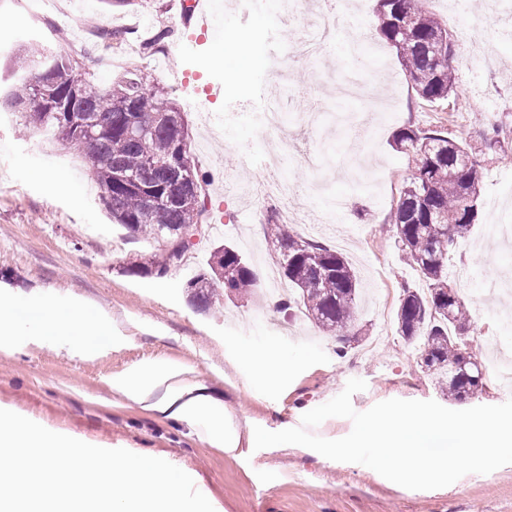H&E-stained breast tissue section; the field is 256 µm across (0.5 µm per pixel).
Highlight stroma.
Here are the masks:
<instances>
[{
	"instance_id": "1",
	"label": "stroma",
	"mask_w": 512,
	"mask_h": 512,
	"mask_svg": "<svg viewBox=\"0 0 512 512\" xmlns=\"http://www.w3.org/2000/svg\"><path fill=\"white\" fill-rule=\"evenodd\" d=\"M359 2L328 53L294 65L287 105L293 132L284 168L288 181L306 187L315 178L295 157L302 141L336 167L357 154L370 157L361 184L336 178L333 192L347 194L349 203L331 223H323L315 206L306 225L288 227L342 253L355 271L362 339L340 356L335 337L312 323L296 324L293 311L272 312L258 298L230 300L219 290L203 314L188 305L184 293L217 244H234L256 269L274 260L265 224L279 206L241 200L242 186L259 181L263 172L241 150L249 137L237 115L247 111L265 72L277 65L279 43L299 37L308 16L280 25V0H262L246 17L224 7L214 20L217 37L191 50L185 35L173 29L180 11L176 0H137L125 9L83 0L67 26L50 8L29 23L22 0H0V72L21 44L51 38L79 53L87 78L101 85L110 76L99 61L116 46L87 40L93 20L145 38L168 30L161 52L129 54L124 66L140 69L147 84L172 87L195 161L211 176L208 236L193 242L182 266L166 277L132 276L124 271L130 256L157 254L161 242L127 232L113 237L114 223L99 202L88 163L23 132L20 115L0 121V303L37 298L61 308L81 304L112 324L110 340L96 347L67 342L48 347L37 336L0 342V409L95 446L154 454L190 475L215 512H512V464L465 475L444 488L410 490L364 465L332 461L300 445L259 450L244 445L225 452L204 431L112 387L113 377L138 367L177 369L183 379L202 384L241 429L272 432L300 426L304 413L340 394L353 378L367 384L352 397L359 412L389 399L443 402L417 351L398 333L402 287L420 281L403 262L387 222L412 166L411 157L393 147V134L406 125L441 124L476 148L480 163L479 217L448 262V283L472 316L468 349L483 367L484 389L473 403L498 405L512 397L498 386L492 356L479 350L484 336L497 337L512 350V321L500 315L512 298L496 287L499 274L512 271V243L491 240L500 207L512 205V38L503 31L512 9L490 14L483 34L495 44L496 66L478 71L456 66L454 94L429 105L416 99L396 49L377 29V0ZM228 37L246 42L255 63L243 83H225L228 104L207 110L175 86L169 68L182 63L225 78L235 66L223 53ZM357 50L375 69L364 78L363 95L345 99L337 81ZM316 99L325 101L329 112L350 114L353 123L374 129V139L352 140L348 128L337 124L303 127L300 115ZM488 124L501 130V147L494 152L481 148L480 131ZM385 296L390 303L382 314L375 302Z\"/></svg>"
}]
</instances>
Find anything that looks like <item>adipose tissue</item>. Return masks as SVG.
<instances>
[{"label": "adipose tissue", "instance_id": "ef3b65f1", "mask_svg": "<svg viewBox=\"0 0 512 512\" xmlns=\"http://www.w3.org/2000/svg\"><path fill=\"white\" fill-rule=\"evenodd\" d=\"M27 332L41 336L49 345L62 338L94 344L110 334L108 326L88 310H60L36 300L1 303L0 337L9 339ZM161 385L166 393L157 409L190 426L208 419L207 433L216 446L231 450L243 443L254 447L262 442V434L240 433L215 401L202 394L200 385L182 379L177 370L139 371L112 380L113 389L141 403L147 402L152 388Z\"/></svg>", "mask_w": 512, "mask_h": 512}]
</instances>
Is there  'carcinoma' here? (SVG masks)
<instances>
[{
  "label": "carcinoma",
  "instance_id": "carcinoma-1",
  "mask_svg": "<svg viewBox=\"0 0 512 512\" xmlns=\"http://www.w3.org/2000/svg\"><path fill=\"white\" fill-rule=\"evenodd\" d=\"M425 3L379 0L377 26L397 49L417 96L437 103L454 92L455 39L450 33L447 44L437 47V37L446 29ZM12 62L13 82L0 92V112H17L27 130H50L64 148L94 156L92 176L112 221L133 234L163 240L170 238L172 228L205 221L206 176L194 161L188 125L168 88H146L136 70L118 73L104 86L94 85L78 72L72 54L50 44L33 43ZM78 81L87 87L78 109L100 128L91 142L81 130L59 131L63 113L58 108L69 100ZM37 85L46 90L43 104L32 103ZM146 106L151 111H143ZM394 144L412 157L414 166L404 179L391 224L407 264L429 288L426 293L410 286L402 289L399 334L417 348L422 367L441 392L451 401L466 402L478 396L484 384L476 379L478 368L467 361L471 320L465 302L449 288L448 257L479 213V170L462 166L463 158L474 152L469 144L448 137L441 125L426 130L403 127L394 135ZM175 145L181 146L183 158L191 164L192 182L178 190L173 204L151 209L145 201L147 192L166 193L173 188L168 168L149 167L146 159H164ZM268 222L276 263L290 286L288 305L301 308L318 328L344 345L360 336L355 317L358 282L346 259L294 237L272 216ZM169 271L166 249L148 260L134 256L125 266L126 273L139 277H164ZM217 284L231 298L254 293L255 273L231 244L214 247L208 270L188 280V303L201 312L210 310Z\"/></svg>",
  "mask_w": 512,
  "mask_h": 512
}]
</instances>
